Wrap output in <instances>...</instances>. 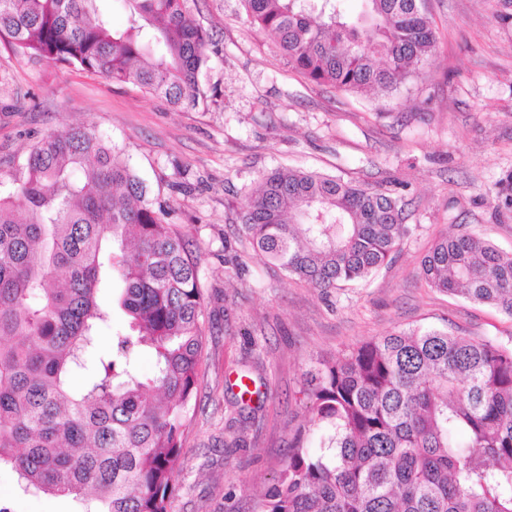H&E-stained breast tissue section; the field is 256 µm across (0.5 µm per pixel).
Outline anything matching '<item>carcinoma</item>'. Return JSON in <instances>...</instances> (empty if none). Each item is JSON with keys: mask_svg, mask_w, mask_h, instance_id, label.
I'll return each instance as SVG.
<instances>
[{"mask_svg": "<svg viewBox=\"0 0 512 512\" xmlns=\"http://www.w3.org/2000/svg\"><path fill=\"white\" fill-rule=\"evenodd\" d=\"M243 2L289 65L342 91H395L436 43L423 0ZM0 38L174 107L208 103L216 50L187 0H0ZM15 184L0 195V465L84 512H168L204 345L197 260L90 127L42 138ZM239 219L269 262L325 292L368 277L410 233L402 198L294 169L263 175ZM422 272L512 318V252L443 236ZM111 291L125 322L100 351ZM249 380L233 383L241 413L255 411ZM305 396L321 447L291 450L259 512H512V347L437 329L381 336L321 364Z\"/></svg>", "mask_w": 512, "mask_h": 512, "instance_id": "carcinoma-1", "label": "carcinoma"}]
</instances>
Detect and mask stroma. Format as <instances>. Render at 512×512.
<instances>
[{
    "instance_id": "1",
    "label": "stroma",
    "mask_w": 512,
    "mask_h": 512,
    "mask_svg": "<svg viewBox=\"0 0 512 512\" xmlns=\"http://www.w3.org/2000/svg\"><path fill=\"white\" fill-rule=\"evenodd\" d=\"M219 49L208 106L184 111L131 84L18 56L0 39V191L31 147L92 126L169 204L204 284L206 343L177 462L170 512H255L296 434L320 445L304 380L318 362L396 331L450 328L512 345V318L429 288L421 260L440 237L471 233L512 251V0H425L436 46L391 95L344 92L293 69L241 0H188ZM355 181L408 201L409 235L366 280L323 293L257 252L227 261L238 213L261 174L281 166ZM260 395L240 421L226 382ZM11 512H81L27 493L0 469Z\"/></svg>"
}]
</instances>
